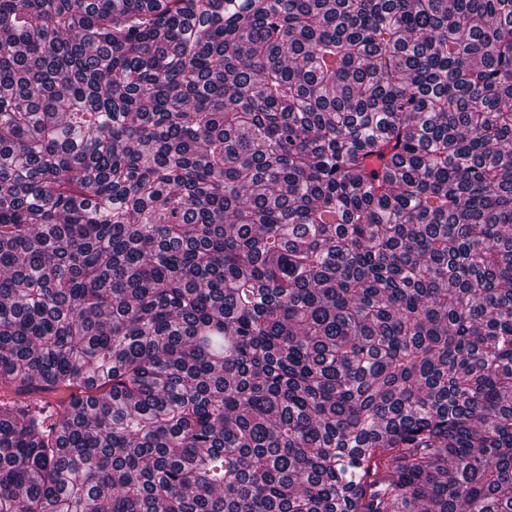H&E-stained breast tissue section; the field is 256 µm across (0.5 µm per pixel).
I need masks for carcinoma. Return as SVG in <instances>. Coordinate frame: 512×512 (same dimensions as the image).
I'll list each match as a JSON object with an SVG mask.
<instances>
[{"label":"carcinoma","mask_w":512,"mask_h":512,"mask_svg":"<svg viewBox=\"0 0 512 512\" xmlns=\"http://www.w3.org/2000/svg\"><path fill=\"white\" fill-rule=\"evenodd\" d=\"M0 512H512V0H0Z\"/></svg>","instance_id":"1"}]
</instances>
